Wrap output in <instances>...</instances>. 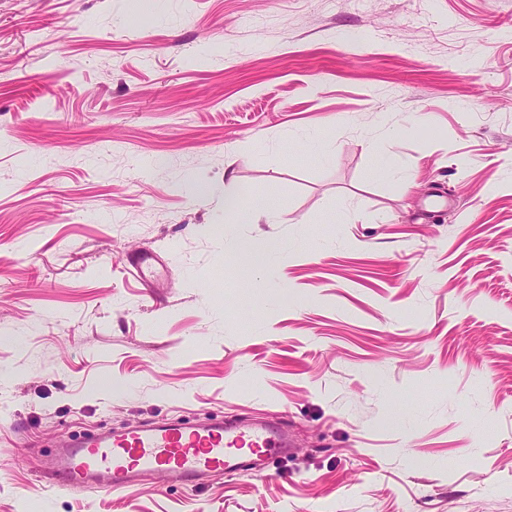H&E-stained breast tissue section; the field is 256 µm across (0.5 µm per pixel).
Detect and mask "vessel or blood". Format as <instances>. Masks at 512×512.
I'll list each match as a JSON object with an SVG mask.
<instances>
[{
  "mask_svg": "<svg viewBox=\"0 0 512 512\" xmlns=\"http://www.w3.org/2000/svg\"><path fill=\"white\" fill-rule=\"evenodd\" d=\"M289 446L287 431L269 423L154 422L68 439L52 458L46 480L53 489L92 484L113 494L147 475L192 486L210 472L264 469Z\"/></svg>",
  "mask_w": 512,
  "mask_h": 512,
  "instance_id": "obj_1",
  "label": "vessel or blood"
}]
</instances>
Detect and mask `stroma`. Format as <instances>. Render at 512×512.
Here are the masks:
<instances>
[{
    "mask_svg": "<svg viewBox=\"0 0 512 512\" xmlns=\"http://www.w3.org/2000/svg\"><path fill=\"white\" fill-rule=\"evenodd\" d=\"M228 412L294 453L40 476ZM0 512H512V0H0ZM224 213L229 218V223L233 224H255L262 216L271 220L272 209L260 208L253 211L242 209L238 204L236 196L224 195ZM58 448L50 474H41L48 487L75 489L94 484L119 494L147 475L195 486L210 472L262 470L292 445L282 426L222 419L154 422L118 434L86 432Z\"/></svg>",
    "mask_w": 512,
    "mask_h": 512,
    "instance_id": "1",
    "label": "stroma"
}]
</instances>
